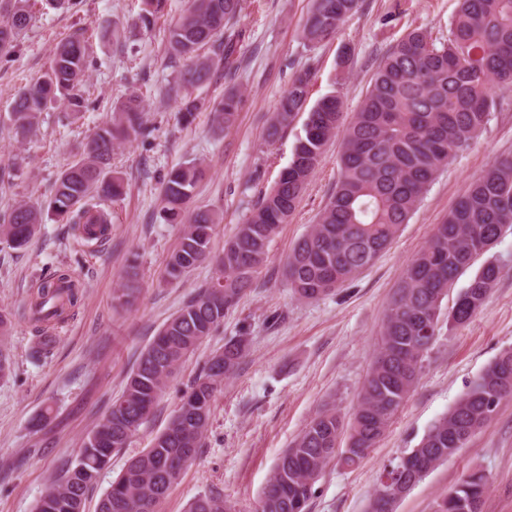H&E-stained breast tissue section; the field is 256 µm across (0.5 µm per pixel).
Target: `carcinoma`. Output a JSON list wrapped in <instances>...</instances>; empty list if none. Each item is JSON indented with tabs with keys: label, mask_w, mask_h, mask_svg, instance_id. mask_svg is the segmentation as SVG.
Masks as SVG:
<instances>
[{
	"label": "carcinoma",
	"mask_w": 512,
	"mask_h": 512,
	"mask_svg": "<svg viewBox=\"0 0 512 512\" xmlns=\"http://www.w3.org/2000/svg\"><path fill=\"white\" fill-rule=\"evenodd\" d=\"M28 2L0 0V14L7 16L0 23L1 56L15 51L27 28ZM360 2L312 0L302 39L310 46L334 39ZM166 3L141 0L132 25L150 30L164 16ZM240 11L241 0H189L188 8L168 29L169 61L182 64V69L165 93L186 122L207 111L214 126L227 129L245 104L243 92L234 88L213 100L195 94L210 79L213 67L227 71L241 67V33L233 32ZM86 34L80 29L61 39L48 70L18 90L9 113L16 132L27 133L40 114L58 102L77 120L89 110V99L80 89L92 64ZM310 81L308 70L292 78L268 129L270 140L304 110ZM496 88L512 90V0H458L448 38H434L418 27L390 47L346 127H341L340 94L332 92L310 108L304 135L285 174L224 242L219 255L211 251L215 215L208 210L187 212L205 168L190 163L169 170L161 186L160 218L184 229L167 263L166 279L178 282L207 261L216 265L217 276L175 312L140 353L107 415L64 474L40 497L35 512H85L88 492L112 454L130 444L169 378L252 287L269 242L294 214L329 140L338 134L343 138L336 187L318 223L297 241L285 267L289 288L305 300L342 287L386 251L439 171L486 130ZM147 130L143 99L132 92L113 108L111 120L82 144L79 159L57 178L47 204L26 200L16 204L8 221L0 224V243L23 248L47 213L73 225L81 237L106 238L112 213L101 202L125 193L122 176L112 170V155ZM507 227H512V158L488 167L435 226L426 246L408 264L385 314L379 348L353 418L346 423L335 407H323L278 458L259 512H308L315 484L332 459L352 467L376 447L417 381L448 289ZM500 274L501 268L492 262L480 266L460 289L448 322L469 321L485 304ZM138 276L132 261L121 276L122 305L134 304ZM78 288L65 268L41 280L28 305V318L36 324V351L52 347L50 324L63 321L76 306ZM245 353V340L234 336L205 363L166 429L150 447L127 460L99 500L97 512H158L182 471L196 460L215 393L235 373ZM509 399L512 348L494 357L448 412L429 426L416 447L384 469L379 489L421 481L465 447ZM345 429L348 443L340 449L338 440ZM486 489L485 475L474 471L448 491L436 512H480ZM187 512H235V508L220 495L204 494L194 498Z\"/></svg>",
	"instance_id": "1"
}]
</instances>
